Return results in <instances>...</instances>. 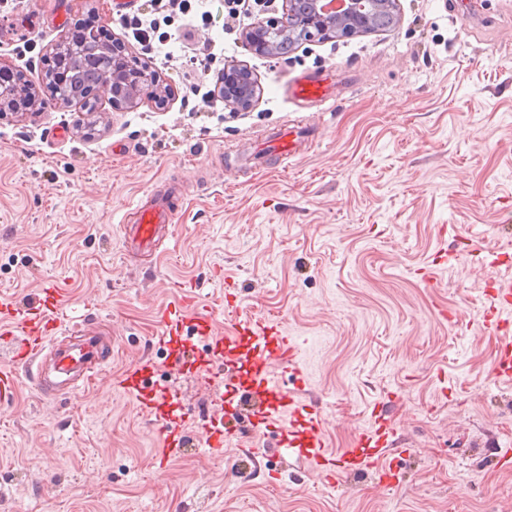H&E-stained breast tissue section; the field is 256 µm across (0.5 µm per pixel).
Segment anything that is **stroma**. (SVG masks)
Wrapping results in <instances>:
<instances>
[{
    "label": "stroma",
    "instance_id": "35a3bbf8",
    "mask_svg": "<svg viewBox=\"0 0 512 512\" xmlns=\"http://www.w3.org/2000/svg\"><path fill=\"white\" fill-rule=\"evenodd\" d=\"M228 0L165 15L137 0L154 36L113 0H0V66L37 100L0 117V295L29 304L47 281L67 320L98 317L112 364L54 399L21 371L0 405V512H512V376L485 327L488 282L512 277V0H399L391 31L306 44L281 58L224 27ZM124 41L173 92L102 117L54 107L44 73L77 21ZM213 56H204L203 45ZM260 98L225 106V62ZM331 72L336 97L293 104L290 81ZM311 131L288 163L236 156L278 126ZM175 192L161 252L122 257L121 221ZM195 295L219 331L259 314L295 336L276 376L325 418L336 455L389 403L412 454L401 484L372 472L330 484L275 436L162 459L155 426L116 380L143 357L198 412L208 396L155 339L163 309Z\"/></svg>",
    "mask_w": 512,
    "mask_h": 512
}]
</instances>
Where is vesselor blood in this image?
<instances>
[{"label":"vessel or blood","mask_w":512,"mask_h":512,"mask_svg":"<svg viewBox=\"0 0 512 512\" xmlns=\"http://www.w3.org/2000/svg\"><path fill=\"white\" fill-rule=\"evenodd\" d=\"M332 95V83L325 76H300L288 88L289 98L298 103H322ZM298 139V127L287 125L263 140L259 148L276 154L285 162L292 157ZM174 212L172 200L164 197L136 205L132 222L121 227L125 257L155 252ZM64 295L63 289L46 287L38 299L27 306L0 297V335L13 342L8 355L0 358L1 404L14 400L19 369H33L32 382L37 390L54 398L79 391L81 380L111 358V341L93 330L68 343L59 342L58 337L64 334L65 328L57 313ZM187 331L204 339L209 346V359L196 368L209 395L222 399L224 381L233 380L238 369H245L250 376V383L242 390L233 414L210 417L208 423L199 427L206 447L220 452L240 434L264 435L274 418L284 415L288 425L281 428L280 435L285 445L294 449L299 457L315 462L330 483L339 484L354 472L372 470L379 483L392 484L393 462L403 461L410 451L394 441L390 415L375 414L371 429L358 434L351 448L339 456H328L323 444L321 412L300 401L296 393L275 376V367L291 363L296 351L293 337L276 322L250 315L236 320L232 333L223 336L210 314L187 303L163 312L157 341L167 344ZM156 370L153 360H141L121 376L119 385L154 422L162 443V457L175 458L181 455L188 432L183 423L172 420L168 392L152 384Z\"/></svg>","instance_id":"b4317fda"}]
</instances>
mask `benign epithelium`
Returning a JSON list of instances; mask_svg holds the SVG:
<instances>
[{"label":"benign epithelium","instance_id":"benign-epithelium-1","mask_svg":"<svg viewBox=\"0 0 512 512\" xmlns=\"http://www.w3.org/2000/svg\"><path fill=\"white\" fill-rule=\"evenodd\" d=\"M342 8L329 9L318 0H282V15L269 17L248 25L242 39L248 49L263 57L277 56L279 45L285 41L297 49L336 36L387 32L398 25L397 0H340ZM117 55L112 67L101 74L100 90L111 89L125 96L112 101L118 108L142 98L158 101L166 97L158 71L148 64L129 60L124 48L114 44ZM258 83L244 64H224V104L239 111H248L258 103ZM34 105L28 89L15 94L0 87V112H23Z\"/></svg>","mask_w":512,"mask_h":512}]
</instances>
